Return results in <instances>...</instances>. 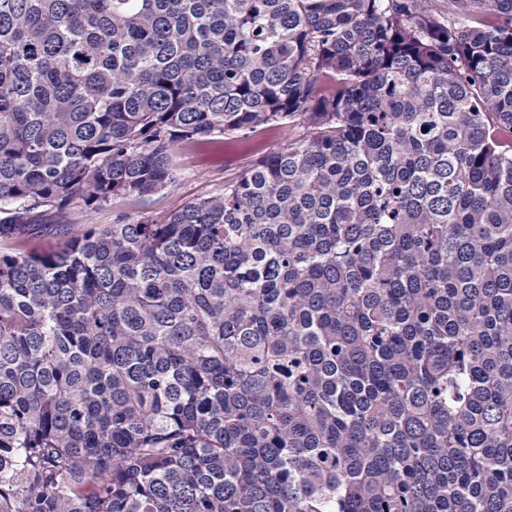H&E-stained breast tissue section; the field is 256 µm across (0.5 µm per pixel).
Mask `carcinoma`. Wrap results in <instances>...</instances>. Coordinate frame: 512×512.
<instances>
[{
  "label": "carcinoma",
  "mask_w": 512,
  "mask_h": 512,
  "mask_svg": "<svg viewBox=\"0 0 512 512\" xmlns=\"http://www.w3.org/2000/svg\"><path fill=\"white\" fill-rule=\"evenodd\" d=\"M432 2L0 0V512H512V0ZM304 128L301 124L259 126L247 136H225L224 148L179 145L173 156L175 182L139 201L134 197L112 200L109 208L95 213L90 224H110L116 214L134 220L172 213L201 197L212 196L260 158L288 146Z\"/></svg>",
  "instance_id": "obj_1"
}]
</instances>
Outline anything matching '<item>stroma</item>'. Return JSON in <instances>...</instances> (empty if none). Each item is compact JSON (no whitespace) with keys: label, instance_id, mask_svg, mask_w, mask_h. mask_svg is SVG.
<instances>
[{"label":"stroma","instance_id":"1","mask_svg":"<svg viewBox=\"0 0 512 512\" xmlns=\"http://www.w3.org/2000/svg\"><path fill=\"white\" fill-rule=\"evenodd\" d=\"M302 131L299 124L267 125L245 136L225 137L220 148L179 146L173 156L175 181L172 185L142 201L133 197L113 199L109 208L90 217L78 212L73 220L78 224H108L118 214L139 220L175 212L198 198L220 192L226 180L236 178L260 158L285 148Z\"/></svg>","mask_w":512,"mask_h":512}]
</instances>
